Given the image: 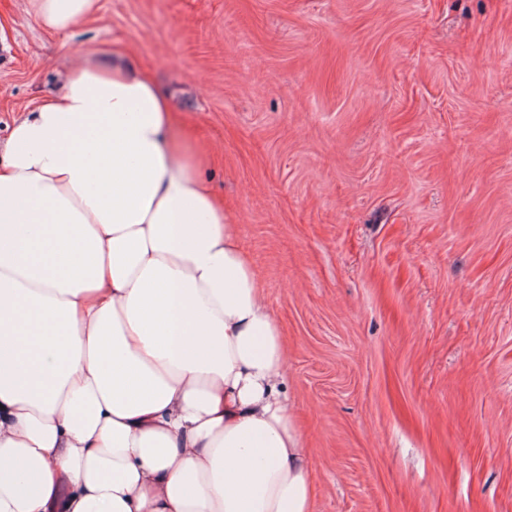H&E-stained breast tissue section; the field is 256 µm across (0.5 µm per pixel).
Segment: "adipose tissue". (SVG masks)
Masks as SVG:
<instances>
[{
	"mask_svg": "<svg viewBox=\"0 0 512 512\" xmlns=\"http://www.w3.org/2000/svg\"><path fill=\"white\" fill-rule=\"evenodd\" d=\"M63 34L99 0H28ZM0 147V512H315L288 343L197 136L121 45Z\"/></svg>",
	"mask_w": 512,
	"mask_h": 512,
	"instance_id": "obj_1",
	"label": "adipose tissue"
}]
</instances>
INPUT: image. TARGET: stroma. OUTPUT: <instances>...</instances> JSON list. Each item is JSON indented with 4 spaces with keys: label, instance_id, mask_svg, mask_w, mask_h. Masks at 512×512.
I'll use <instances>...</instances> for the list:
<instances>
[{
    "label": "stroma",
    "instance_id": "1",
    "mask_svg": "<svg viewBox=\"0 0 512 512\" xmlns=\"http://www.w3.org/2000/svg\"><path fill=\"white\" fill-rule=\"evenodd\" d=\"M0 145L118 41L212 157L316 512H512V0H0ZM40 25L51 34H63L93 16L99 0H28Z\"/></svg>",
    "mask_w": 512,
    "mask_h": 512
}]
</instances>
